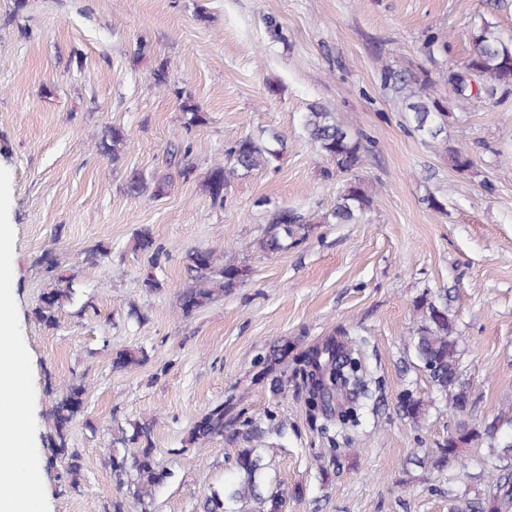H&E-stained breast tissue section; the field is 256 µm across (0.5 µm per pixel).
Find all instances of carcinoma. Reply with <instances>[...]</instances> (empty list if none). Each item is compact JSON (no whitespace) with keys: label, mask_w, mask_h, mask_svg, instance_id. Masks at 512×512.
I'll list each match as a JSON object with an SVG mask.
<instances>
[{"label":"carcinoma","mask_w":512,"mask_h":512,"mask_svg":"<svg viewBox=\"0 0 512 512\" xmlns=\"http://www.w3.org/2000/svg\"><path fill=\"white\" fill-rule=\"evenodd\" d=\"M470 42L465 69L448 68L442 73V81L450 85L462 101L480 94L485 83L489 84L491 92L497 87L511 90L512 35H504L497 23L482 18L473 24ZM384 84L395 94L401 111L408 114L414 132L440 145L456 169L465 171L473 167V158L466 148L448 144L445 136L448 111L443 102L429 92L434 80L428 72L389 70L384 73ZM181 109L186 115L185 127L206 123V114L192 102L191 96L183 98ZM302 126L319 154L333 165V169L326 170V177L353 172L364 165L367 148L363 137L351 133L328 106L310 105L303 114ZM127 141L126 130L112 126L100 140L99 151L117 162ZM283 149V139L272 131L262 130L257 135L240 138L224 150V161L208 169L201 181L202 191L212 205L224 207L226 189L232 180L255 170L279 168ZM190 152V145L182 141L170 142L166 149L167 166L184 178L190 177L194 173V166L187 163ZM170 186L169 174L148 178L139 171L130 172L125 182L129 195L150 199L162 198ZM373 202L374 195L354 180L339 190L334 206L324 214L277 208L270 214L269 227L258 241V247L266 253H280L305 242L319 224H356L372 208ZM134 249L150 253L155 265L166 254L147 228L136 234ZM183 266L189 284L181 292L179 306L186 317L247 276L246 268L221 263L214 250L207 262L199 259L198 250L186 251ZM47 268L53 273L52 283L35 308L34 316L43 324L53 326L57 323L58 311L72 300L74 288L70 277L57 274L55 264L50 263ZM416 308L419 322L410 336L415 359L435 388L451 393L449 409L458 416V421L441 445L411 461L421 468L460 470L465 468L464 448L488 444L491 449L488 467L480 475L470 477V482L450 497L448 512H512V435H498V425L493 422L481 427L466 418L472 406V394L470 385L460 379L459 335L451 317L448 292L425 294L417 301ZM360 344L361 341L347 330L339 329L309 346L291 367V376L301 379L305 391L309 422L328 439L333 452L337 451L338 437L350 447L355 445L354 435L362 425L364 405L372 399V379L362 360ZM145 360L141 349L122 350L112 356V368L125 370ZM255 365L259 367L258 380L267 382L272 393H279L285 375L283 355L272 350L258 357ZM85 392L86 383L82 379L66 385L48 414L51 426L46 441L60 458L65 478L73 483L81 475L82 459L77 451L68 448L66 437L78 412L75 400ZM400 412L419 427L426 409L422 400L407 391L401 397ZM281 431L282 426L276 423L274 414H268L262 422L245 415L232 401L219 403L205 412L192 427L191 442L203 443L227 436L235 447L226 453L232 476L222 489L212 491L199 502L198 512H242L240 506L251 501L259 504L258 512H283L281 494L265 492L266 462L261 452L265 434ZM152 432L151 420L131 424V432L125 431L116 439L122 448H112L107 461L117 489L126 490L141 504V512H150L153 492L166 478L153 457ZM242 441L248 443V447H236ZM479 480L484 481L483 488H471L470 483Z\"/></svg>","instance_id":"carcinoma-1"}]
</instances>
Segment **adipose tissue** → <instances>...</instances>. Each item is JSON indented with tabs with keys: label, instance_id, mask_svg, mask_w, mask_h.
<instances>
[{
	"label": "adipose tissue",
	"instance_id": "ef3b65f1",
	"mask_svg": "<svg viewBox=\"0 0 512 512\" xmlns=\"http://www.w3.org/2000/svg\"><path fill=\"white\" fill-rule=\"evenodd\" d=\"M10 324L8 302L0 297V447L23 445L28 440L26 410L18 404L23 377L18 356L7 339ZM23 462L20 455L0 457V470L14 475L11 484L0 487V512H36L39 477Z\"/></svg>",
	"mask_w": 512,
	"mask_h": 512
}]
</instances>
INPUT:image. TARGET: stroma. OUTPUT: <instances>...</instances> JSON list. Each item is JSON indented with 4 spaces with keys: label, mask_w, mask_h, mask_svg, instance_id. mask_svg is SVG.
I'll return each instance as SVG.
<instances>
[{
    "label": "stroma",
    "mask_w": 512,
    "mask_h": 512,
    "mask_svg": "<svg viewBox=\"0 0 512 512\" xmlns=\"http://www.w3.org/2000/svg\"><path fill=\"white\" fill-rule=\"evenodd\" d=\"M482 16L512 33V0H0V291L11 301L39 512H113L119 492L104 456L142 419L154 422L153 456L167 473L151 512H196L224 484L228 443L192 445L189 432L232 396L248 416L271 412L283 425L265 448L284 512H448L455 480L410 459L442 443L455 419L409 336L416 300L447 291L474 422L512 419V91L462 104L438 84L448 142L475 162L459 171L412 131L383 71L464 68ZM431 31L448 49L428 53ZM162 62L165 89L152 77ZM184 93L205 124L184 128ZM317 102L369 142L358 176L374 207L362 223L318 225L299 247L268 255L256 243L272 209L325 212L346 182L324 178L303 135L301 114ZM112 125L128 135L116 163L97 150ZM265 129L286 145L279 169L236 180L224 207L213 206L200 187L210 166ZM177 137L192 146L194 175L174 177L157 200L128 195L129 170L167 173L165 146ZM430 191L442 212L423 204ZM144 228L168 252L160 265L133 249ZM95 245L108 255L90 266L84 252ZM191 248L214 249L248 275L186 318ZM51 262L71 275L74 295L49 327L33 311ZM149 272L161 292L143 288ZM133 305L143 320L129 318ZM340 327L364 339L375 384L357 452L334 462L296 380L273 394L254 360L272 349L299 355ZM124 349L144 350L145 362L113 369ZM81 374L88 390L67 437L83 463L73 484L45 436L48 410ZM407 390L425 404L422 426L399 413Z\"/></svg>",
    "instance_id": "stroma-1"
}]
</instances>
